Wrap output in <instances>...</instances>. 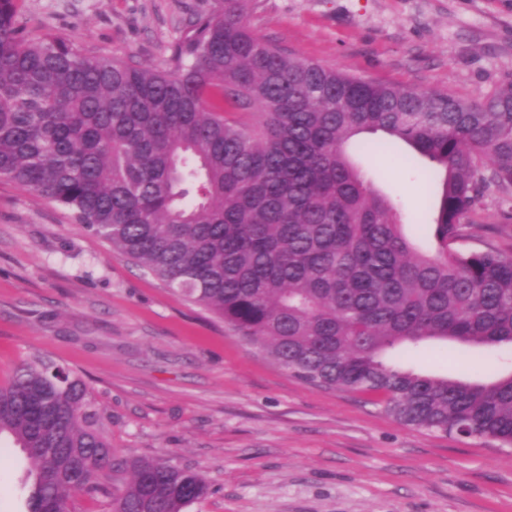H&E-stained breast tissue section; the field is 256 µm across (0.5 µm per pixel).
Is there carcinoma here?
<instances>
[{
    "label": "carcinoma",
    "mask_w": 512,
    "mask_h": 512,
    "mask_svg": "<svg viewBox=\"0 0 512 512\" xmlns=\"http://www.w3.org/2000/svg\"><path fill=\"white\" fill-rule=\"evenodd\" d=\"M214 2L152 69L30 39L17 0H0V178L300 380L512 449V371L449 379L400 360L432 342L512 348V256L452 248L490 186L512 193V76L471 101L368 81L254 34L256 0ZM376 132L388 139H359ZM396 142L436 189L434 255L348 153ZM3 436L32 461L26 512H71L116 472L130 481L111 512H184L209 491L168 460H116L88 384L44 354L0 383Z\"/></svg>",
    "instance_id": "1"
}]
</instances>
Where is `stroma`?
Returning a JSON list of instances; mask_svg holds the SVG:
<instances>
[{"label": "stroma", "instance_id": "stroma-1", "mask_svg": "<svg viewBox=\"0 0 512 512\" xmlns=\"http://www.w3.org/2000/svg\"><path fill=\"white\" fill-rule=\"evenodd\" d=\"M30 35L52 33L94 56L163 68L195 11L212 0H18ZM278 48L384 84L490 95L512 76V0H258L246 17ZM410 149L363 160L403 211L405 231L433 247V198ZM497 191L458 246L512 254ZM90 385L116 459L199 471L209 495L186 512H512V450L397 423L367 396L307 384L243 345L68 212L0 180V382L34 353ZM459 344L406 355L456 378L512 370L486 348L481 368ZM25 460L0 440V512H25Z\"/></svg>", "mask_w": 512, "mask_h": 512}]
</instances>
